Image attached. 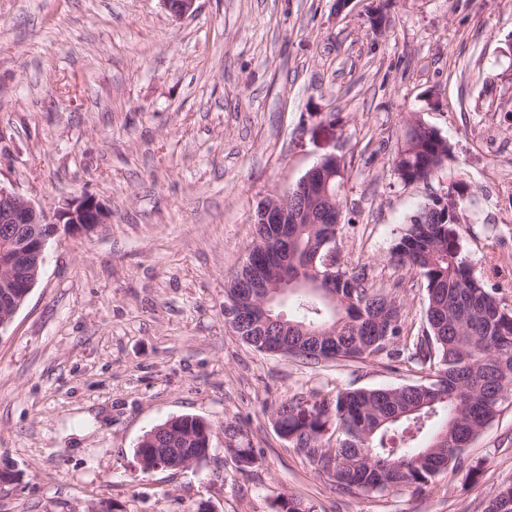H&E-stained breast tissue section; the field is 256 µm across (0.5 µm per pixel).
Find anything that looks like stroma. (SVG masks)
Returning a JSON list of instances; mask_svg holds the SVG:
<instances>
[{
  "label": "stroma",
  "instance_id": "1",
  "mask_svg": "<svg viewBox=\"0 0 512 512\" xmlns=\"http://www.w3.org/2000/svg\"><path fill=\"white\" fill-rule=\"evenodd\" d=\"M0 0V182L52 212L96 196L110 223L59 232L0 329V512H487L512 483V404L422 491L349 497L275 427L293 396L427 382L377 356L310 365L224 322L258 204L326 157L344 165L336 264L367 269L423 330V279L393 247L456 190L475 276L512 310V0ZM385 14L381 32L371 19ZM448 142L406 184L392 159L412 121ZM210 424V454L141 472L167 419ZM235 425L259 450L240 470ZM224 435L228 442H226L225 451L230 453L236 461L238 467L242 470L252 467L256 462V454L254 448L249 446L245 447L244 444L235 438L240 435L237 429L233 426H226L224 428Z\"/></svg>",
  "mask_w": 512,
  "mask_h": 512
}]
</instances>
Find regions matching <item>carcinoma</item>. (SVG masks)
<instances>
[{"instance_id": "carcinoma-1", "label": "carcinoma", "mask_w": 512, "mask_h": 512, "mask_svg": "<svg viewBox=\"0 0 512 512\" xmlns=\"http://www.w3.org/2000/svg\"><path fill=\"white\" fill-rule=\"evenodd\" d=\"M447 141L420 122L406 132L393 159L405 183L426 181L448 160ZM334 238L329 224L288 225V279L306 283L317 253ZM394 253L425 283L423 333L403 348L400 304L370 284L365 269L335 270L334 306L317 287L288 294V335L268 338L270 350L288 344V355L309 364L363 360L380 354L426 368L432 379L396 388L339 390L332 398L294 396L275 410L276 424L312 468L351 497L420 488L443 472L465 464V448L512 395V311L493 289L473 276L463 255L456 213L434 199L404 228ZM323 271L322 267L315 268ZM135 450L138 467L177 466L186 458L205 459L209 427L193 416L163 422ZM336 432V447L323 445ZM225 451L242 470L256 462L255 450L224 428ZM275 512H312L295 497H283ZM487 512H512V483L495 491Z\"/></svg>"}]
</instances>
